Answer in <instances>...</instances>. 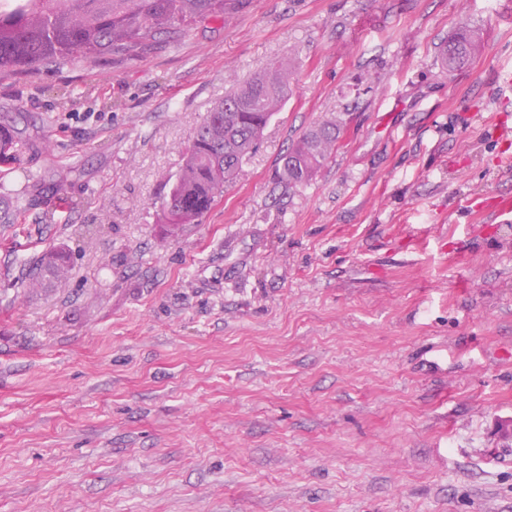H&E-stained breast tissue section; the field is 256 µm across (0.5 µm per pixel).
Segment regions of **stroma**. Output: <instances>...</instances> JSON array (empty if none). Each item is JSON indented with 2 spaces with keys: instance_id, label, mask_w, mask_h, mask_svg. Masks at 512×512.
<instances>
[{
  "instance_id": "obj_1",
  "label": "stroma",
  "mask_w": 512,
  "mask_h": 512,
  "mask_svg": "<svg viewBox=\"0 0 512 512\" xmlns=\"http://www.w3.org/2000/svg\"><path fill=\"white\" fill-rule=\"evenodd\" d=\"M481 49L449 70L461 26ZM292 70L199 223L156 203ZM512 0H244L0 75V512H512ZM345 130L313 179L280 158ZM70 253L54 286L25 264ZM290 72L268 63L215 104L183 151V163L160 204L161 224H196L257 148L288 96Z\"/></svg>"
}]
</instances>
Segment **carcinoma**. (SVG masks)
Listing matches in <instances>:
<instances>
[{"instance_id":"cac0c4a2","label":"carcinoma","mask_w":512,"mask_h":512,"mask_svg":"<svg viewBox=\"0 0 512 512\" xmlns=\"http://www.w3.org/2000/svg\"><path fill=\"white\" fill-rule=\"evenodd\" d=\"M240 0H112V16L88 21L79 0H42L31 16L34 29L0 26V74L35 71L51 59L90 58L113 49L142 45L152 33L209 17H222ZM480 50L478 34L461 27L440 51L442 66L455 69ZM290 72L284 63H268L215 104L183 151V163L160 204L161 223L196 224L224 192L257 148L265 127L288 96ZM343 133L340 122L307 130L282 157L291 185L307 183L331 156ZM68 270L62 248L35 257L29 280L58 282Z\"/></svg>"}]
</instances>
